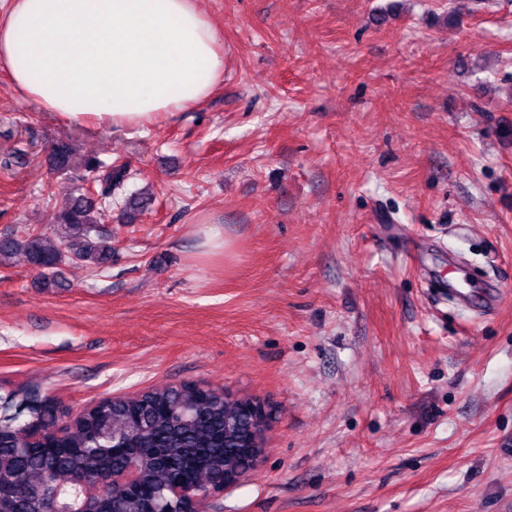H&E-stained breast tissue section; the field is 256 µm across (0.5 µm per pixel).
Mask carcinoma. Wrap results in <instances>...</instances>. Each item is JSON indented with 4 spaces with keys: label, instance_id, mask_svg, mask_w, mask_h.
Wrapping results in <instances>:
<instances>
[{
    "label": "carcinoma",
    "instance_id": "obj_1",
    "mask_svg": "<svg viewBox=\"0 0 512 512\" xmlns=\"http://www.w3.org/2000/svg\"><path fill=\"white\" fill-rule=\"evenodd\" d=\"M72 158L69 143L52 146L55 173L71 172ZM129 178L125 164L86 159L49 232L26 225L0 238V256L21 252L45 278L66 260L103 264L112 236L96 215ZM150 205L151 198L132 192L124 208L135 218ZM244 405L219 388L183 383L103 399L63 424L57 398L40 386L0 390V512H189L190 502L173 499L170 486L205 495L224 478V466L247 467ZM131 459L139 464L138 484L106 482L98 497L87 498V486Z\"/></svg>",
    "mask_w": 512,
    "mask_h": 512
}]
</instances>
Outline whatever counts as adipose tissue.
Listing matches in <instances>:
<instances>
[{
	"label": "adipose tissue",
	"mask_w": 512,
	"mask_h": 512,
	"mask_svg": "<svg viewBox=\"0 0 512 512\" xmlns=\"http://www.w3.org/2000/svg\"><path fill=\"white\" fill-rule=\"evenodd\" d=\"M0 66L44 111L112 127L205 100L224 54L197 0H10Z\"/></svg>",
	"instance_id": "1"
}]
</instances>
